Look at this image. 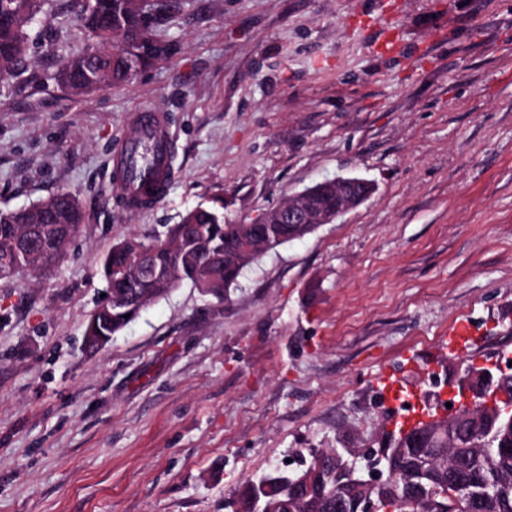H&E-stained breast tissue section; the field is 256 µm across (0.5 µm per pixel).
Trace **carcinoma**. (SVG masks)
I'll list each match as a JSON object with an SVG mask.
<instances>
[{"label": "carcinoma", "mask_w": 512, "mask_h": 512, "mask_svg": "<svg viewBox=\"0 0 512 512\" xmlns=\"http://www.w3.org/2000/svg\"><path fill=\"white\" fill-rule=\"evenodd\" d=\"M44 2L0 0V79L19 70L28 51L27 30L43 12ZM78 18L96 47L60 59L51 79L81 95L109 87L113 79H124L136 65L129 49L115 44L119 35L154 42L152 29L141 26L129 0H91L90 8H78ZM313 205L336 211V183H321ZM83 220L78 199L67 191L58 194L49 209L38 202L24 210L0 212V254L12 249L6 229L20 224L36 229L42 255L59 257ZM316 228L315 224H277L269 211L256 224H228L224 199L218 196L210 205L187 211L164 238L153 242L149 260L156 278L112 280L115 299L110 315H93L88 326L102 336H113L133 321L126 317L123 296L154 301L184 281L199 279L205 283V294L221 298L260 254L300 240ZM247 238L267 248L245 251ZM453 438L456 447L451 456L427 462L423 443L389 434L383 447L395 449L392 459L399 476L398 483L372 493L378 512H512V421L459 423ZM321 453L319 448L310 449L308 467L313 477L309 483H298L296 472L270 471L245 484L237 502L250 510L257 497L262 512H358L357 475L345 467L352 463L350 455L336 463Z\"/></svg>", "instance_id": "cac0c4a2"}]
</instances>
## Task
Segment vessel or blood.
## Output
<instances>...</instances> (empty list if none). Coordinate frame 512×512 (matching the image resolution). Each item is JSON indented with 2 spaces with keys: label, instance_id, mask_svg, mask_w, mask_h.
I'll use <instances>...</instances> for the list:
<instances>
[{
  "label": "vessel or blood",
  "instance_id": "1",
  "mask_svg": "<svg viewBox=\"0 0 512 512\" xmlns=\"http://www.w3.org/2000/svg\"><path fill=\"white\" fill-rule=\"evenodd\" d=\"M132 122L136 133L117 160L131 172L124 187L125 205L138 211L153 207L167 194L175 169L165 110L144 107L133 114Z\"/></svg>",
  "mask_w": 512,
  "mask_h": 512
}]
</instances>
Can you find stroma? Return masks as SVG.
<instances>
[{
    "label": "stroma",
    "instance_id": "35a3bbf8",
    "mask_svg": "<svg viewBox=\"0 0 512 512\" xmlns=\"http://www.w3.org/2000/svg\"><path fill=\"white\" fill-rule=\"evenodd\" d=\"M179 3L126 85L54 84L93 44L68 0L0 79V212L68 191L85 216L50 272L0 279V512H225L295 452L396 431L381 377L427 401L426 360L451 381L512 348V0ZM151 104L176 174L132 211L112 156ZM339 176L374 191L224 300L181 283L86 349L113 244L219 195L250 224Z\"/></svg>",
    "mask_w": 512,
    "mask_h": 512
}]
</instances>
